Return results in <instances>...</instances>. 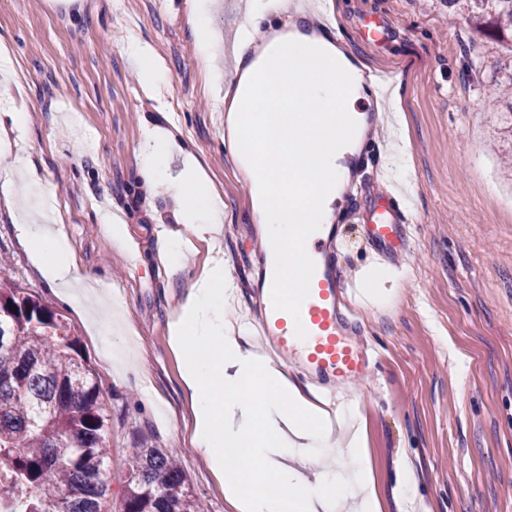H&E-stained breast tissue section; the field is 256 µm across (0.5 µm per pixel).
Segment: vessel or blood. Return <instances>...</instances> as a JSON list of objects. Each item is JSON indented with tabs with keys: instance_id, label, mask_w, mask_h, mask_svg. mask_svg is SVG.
Listing matches in <instances>:
<instances>
[{
	"instance_id": "1",
	"label": "vessel or blood",
	"mask_w": 512,
	"mask_h": 512,
	"mask_svg": "<svg viewBox=\"0 0 512 512\" xmlns=\"http://www.w3.org/2000/svg\"><path fill=\"white\" fill-rule=\"evenodd\" d=\"M290 19L327 31L336 26V12L327 0H282ZM235 19L234 35L224 44V56L235 62L244 51L251 29V0H228ZM363 235L381 258H390L407 246V226L397 195L384 191L361 216ZM303 242L289 246L266 243L255 247L254 266L261 273L258 334L265 350L290 364L305 379L328 389L365 379L377 363V354L361 337L353 314L351 289L336 266V231L314 224ZM304 258L301 284L287 283L283 268L287 253Z\"/></svg>"
}]
</instances>
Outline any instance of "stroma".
Segmentation results:
<instances>
[{
    "label": "stroma",
    "instance_id": "1",
    "mask_svg": "<svg viewBox=\"0 0 512 512\" xmlns=\"http://www.w3.org/2000/svg\"><path fill=\"white\" fill-rule=\"evenodd\" d=\"M342 44L366 73L389 74L397 110L366 133L358 191L337 203L336 265L359 283L371 250L359 233V205L398 188L408 220V249L389 308L359 306L366 342L379 363L339 396L365 420L380 512H512V132L485 102L495 67L507 55L474 35L442 0H336ZM375 18L386 41H365ZM195 0H0V53L13 81L0 99L27 115L9 133L19 154L9 167H33L78 274L92 276L105 298L120 294L133 333V359L114 360L118 338L96 331L87 314L64 303L31 263L17 229L28 190L0 192V257L16 286L64 316L93 370L109 416L108 477L120 500L128 456L139 434L175 452L209 512H230L221 482L191 443L192 403L183 391L181 354L169 322L209 265L212 244L193 239L185 270L158 261L164 234L185 231L167 189L142 185L143 129H170L192 151L208 188L224 206L220 245L236 288L232 320L248 323L251 267L247 234H259L246 179L224 152V86L234 83L222 57L204 59ZM150 47L163 80L146 83L129 48ZM403 146L408 185L395 186L387 155ZM122 214L130 240L112 238ZM409 465L413 503L399 489Z\"/></svg>",
    "mask_w": 512,
    "mask_h": 512
}]
</instances>
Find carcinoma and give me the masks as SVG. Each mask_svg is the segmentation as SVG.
Instances as JSON below:
<instances>
[{
  "label": "carcinoma",
  "instance_id": "1",
  "mask_svg": "<svg viewBox=\"0 0 512 512\" xmlns=\"http://www.w3.org/2000/svg\"><path fill=\"white\" fill-rule=\"evenodd\" d=\"M512 53V0H442ZM493 111L512 126V63ZM108 415L64 317L0 280V512H104ZM118 512H206L172 452L142 434Z\"/></svg>",
  "mask_w": 512,
  "mask_h": 512
}]
</instances>
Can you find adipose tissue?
<instances>
[{"instance_id":"1","label":"adipose tissue","mask_w":512,"mask_h":512,"mask_svg":"<svg viewBox=\"0 0 512 512\" xmlns=\"http://www.w3.org/2000/svg\"><path fill=\"white\" fill-rule=\"evenodd\" d=\"M347 48L293 30L273 37L247 64L226 105L229 141L247 149L250 174L270 203L258 215L268 239L300 236L303 225L331 224L349 174L340 143L368 89ZM179 159V171L169 162ZM142 173L176 191L198 236L217 239L224 208L208 190L198 161L167 130L145 129ZM40 275L69 305L86 298L63 234L19 227ZM400 272L372 266L363 273L367 302L392 306ZM235 282L222 252L198 277L170 324V343L183 354L181 379L193 403L192 443L224 483L232 512H379L366 429L330 414L280 365L248 343L246 329L224 321ZM347 449L337 469L335 449Z\"/></svg>"}]
</instances>
